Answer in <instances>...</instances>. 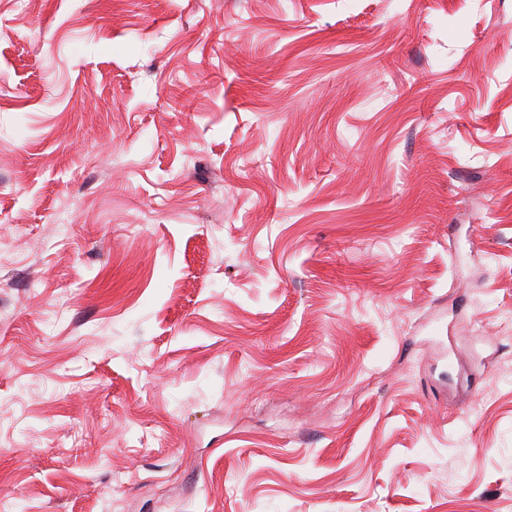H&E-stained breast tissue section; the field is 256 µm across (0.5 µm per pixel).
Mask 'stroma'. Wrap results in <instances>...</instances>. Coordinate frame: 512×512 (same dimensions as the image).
<instances>
[{"instance_id": "1", "label": "stroma", "mask_w": 512, "mask_h": 512, "mask_svg": "<svg viewBox=\"0 0 512 512\" xmlns=\"http://www.w3.org/2000/svg\"><path fill=\"white\" fill-rule=\"evenodd\" d=\"M0 512H512V0H0Z\"/></svg>"}]
</instances>
